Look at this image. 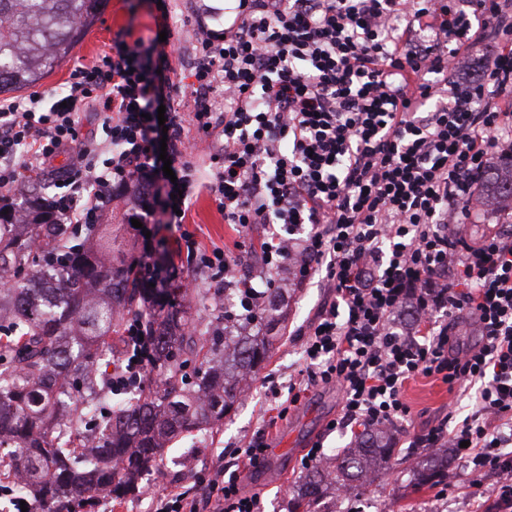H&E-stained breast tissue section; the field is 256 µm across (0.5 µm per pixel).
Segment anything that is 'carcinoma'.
Masks as SVG:
<instances>
[{"label":"carcinoma","mask_w":512,"mask_h":512,"mask_svg":"<svg viewBox=\"0 0 512 512\" xmlns=\"http://www.w3.org/2000/svg\"><path fill=\"white\" fill-rule=\"evenodd\" d=\"M107 0H0V93L38 84L66 58ZM25 206L0 208V273L21 277L0 290V440L15 448L5 467L24 476L47 512H71L73 500L98 493L123 496L138 474L155 465L157 450L192 430L224 420L251 373L266 360L271 342L262 325L225 322L214 301L215 325L197 335L185 312L174 308L176 288H141L124 259L121 227L91 229L95 244L68 245V231L45 207V189L24 188ZM486 207L512 209V157L498 159L483 181ZM47 288L33 293L28 282ZM152 303L146 322L154 360L161 363L155 395L105 410L97 365L112 362L123 342L124 312ZM285 295L269 293L260 320L285 319ZM196 360V380L186 368ZM100 413L95 451H84L85 416ZM390 452L389 431L373 429L336 454L333 471L316 468L297 486L288 512H317L322 488L371 482ZM448 474L436 454L413 471L424 485Z\"/></svg>","instance_id":"1"}]
</instances>
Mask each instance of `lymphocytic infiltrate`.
<instances>
[{
    "instance_id": "obj_1",
    "label": "lymphocytic infiltrate",
    "mask_w": 512,
    "mask_h": 512,
    "mask_svg": "<svg viewBox=\"0 0 512 512\" xmlns=\"http://www.w3.org/2000/svg\"><path fill=\"white\" fill-rule=\"evenodd\" d=\"M192 37L189 84L173 77L165 43L128 29L71 68L61 100L1 103L0 193L53 177L47 205L75 232L124 203L132 183L149 182L146 216L179 231L188 257L234 291L243 322H257L281 274L321 277L331 297L307 326L303 379L271 396L277 419L321 384L342 393L329 429L391 428L411 415L408 380H441L470 411L456 426L421 430L414 444L452 443L474 476L501 474L475 512H512V233L470 243L459 230L483 208L486 169L512 153V14L502 0H229L223 35L196 26ZM480 41L497 51L476 74L467 60ZM187 89L189 115L179 107ZM90 105L98 138L79 128ZM190 125L214 140L203 185ZM202 189L235 226L237 249L253 225L267 226L260 280L240 277L231 252L201 249L185 230ZM411 300L417 318L401 324ZM467 317L480 340L463 349L456 329ZM125 333L116 391L138 386L153 364L141 314ZM268 448L258 432L234 469L206 473L203 495L171 486L154 512H264L243 477Z\"/></svg>"
}]
</instances>
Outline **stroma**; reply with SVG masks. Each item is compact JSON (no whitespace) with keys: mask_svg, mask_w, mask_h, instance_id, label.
Instances as JSON below:
<instances>
[{"mask_svg":"<svg viewBox=\"0 0 512 512\" xmlns=\"http://www.w3.org/2000/svg\"><path fill=\"white\" fill-rule=\"evenodd\" d=\"M168 20L178 35L168 47L175 70H183L193 58L190 34L182 30L185 20H192L208 30L224 27V0H173ZM158 12L153 0H107V4L71 54L35 87L36 92L51 98L61 94L75 63H88L108 51L112 39L122 28L129 27L135 36L154 37ZM200 248L233 249L237 234L225 224L223 215L207 193L194 198L186 219ZM328 297L320 283L305 284L295 291L289 303L286 323L275 329L268 360L257 371L250 385L249 402H237L219 426L180 436L160 453L161 463L145 471L135 493L102 500L76 508L75 512H150L154 498L177 483L184 489L196 485L199 474L207 472L217 457H231L235 448L257 432L265 418L266 397L271 387L287 388L289 378L303 369L301 332L306 329L318 306ZM411 415L402 430L396 431L394 453L388 467L369 485L348 490L328 491L319 501L320 512H468V477L456 456L448 458V481L453 488L447 498L436 496L433 485L416 486L410 472L431 451L409 445L411 436L427 424L447 419L456 424L467 413L463 403L449 395L446 385L430 378L411 381L405 391ZM341 410V394L332 387H312L299 408L286 420L278 422L269 433V444L287 448L286 437L296 432L294 449L275 468L252 470L245 474L247 491L259 493L265 512H286V503L307 470L301 458L313 443H321L325 459H332L337 449L354 442L352 433L328 430L330 420Z\"/></svg>","mask_w":512,"mask_h":512,"instance_id":"1","label":"stroma"}]
</instances>
